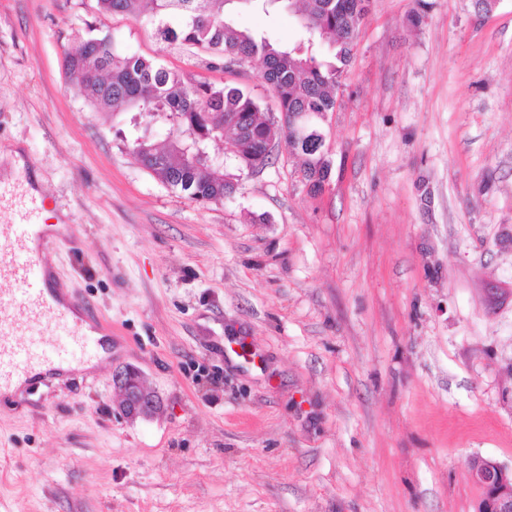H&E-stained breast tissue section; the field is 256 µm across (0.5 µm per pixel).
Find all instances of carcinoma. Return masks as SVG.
<instances>
[{
	"instance_id": "carcinoma-1",
	"label": "carcinoma",
	"mask_w": 512,
	"mask_h": 512,
	"mask_svg": "<svg viewBox=\"0 0 512 512\" xmlns=\"http://www.w3.org/2000/svg\"><path fill=\"white\" fill-rule=\"evenodd\" d=\"M241 1L264 11L277 2L95 0L101 16L144 18L161 40L204 52L213 68H241L261 60L263 80L277 102L276 116L263 112L244 88L196 83L125 51L109 34L69 46L64 52L66 74L82 76L76 89L95 110L135 112L147 118V124L165 127L164 146L143 135L128 147L129 154L162 184L197 203L233 195L242 173L265 165L282 140L299 157L308 192L319 195L331 174L321 122L336 108L335 91L372 0H303L298 10L303 39L291 48L238 28L224 7ZM316 44L334 50L333 60L318 58L313 53ZM291 112L312 113L310 134L296 143L290 141ZM215 139L224 141L220 169L207 149Z\"/></svg>"
}]
</instances>
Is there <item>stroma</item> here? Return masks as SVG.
Masks as SVG:
<instances>
[{
  "instance_id": "stroma-1",
  "label": "stroma",
  "mask_w": 512,
  "mask_h": 512,
  "mask_svg": "<svg viewBox=\"0 0 512 512\" xmlns=\"http://www.w3.org/2000/svg\"><path fill=\"white\" fill-rule=\"evenodd\" d=\"M372 0L323 125L331 178L280 142L220 204L168 190L62 68L112 33L191 80L277 104L261 63L210 67L95 0H0V170L20 151L44 261L104 343L0 393V512H473L512 465V0ZM238 26L283 45L292 12ZM164 401L119 417L114 370ZM466 465L481 491L474 512H512V466L481 456L468 458Z\"/></svg>"
}]
</instances>
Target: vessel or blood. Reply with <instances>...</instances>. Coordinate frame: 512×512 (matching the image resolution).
I'll return each mask as SVG.
<instances>
[{
	"label": "vessel or blood",
	"mask_w": 512,
	"mask_h": 512,
	"mask_svg": "<svg viewBox=\"0 0 512 512\" xmlns=\"http://www.w3.org/2000/svg\"><path fill=\"white\" fill-rule=\"evenodd\" d=\"M0 200L7 202L12 221L0 225V281L14 286V294L0 291V304L13 309L9 325L0 324V388L20 375L50 364H64L90 357L95 339L67 306H55L45 295V271L39 252L30 247L40 205L23 187L0 184ZM43 319L51 320L52 333L60 340L52 350L18 341L19 329Z\"/></svg>",
	"instance_id": "vessel-or-blood-1"
}]
</instances>
